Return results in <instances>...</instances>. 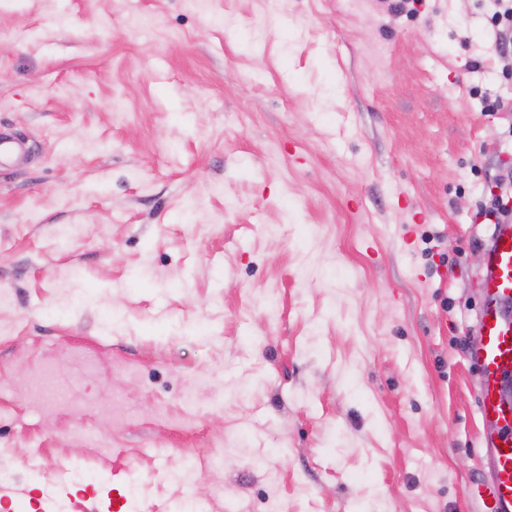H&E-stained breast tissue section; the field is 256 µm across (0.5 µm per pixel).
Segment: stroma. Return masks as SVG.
Here are the masks:
<instances>
[{"instance_id": "1", "label": "stroma", "mask_w": 512, "mask_h": 512, "mask_svg": "<svg viewBox=\"0 0 512 512\" xmlns=\"http://www.w3.org/2000/svg\"><path fill=\"white\" fill-rule=\"evenodd\" d=\"M390 3L0 0V512H478L512 84Z\"/></svg>"}]
</instances>
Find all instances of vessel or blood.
I'll use <instances>...</instances> for the list:
<instances>
[{
    "label": "vessel or blood",
    "mask_w": 512,
    "mask_h": 512,
    "mask_svg": "<svg viewBox=\"0 0 512 512\" xmlns=\"http://www.w3.org/2000/svg\"><path fill=\"white\" fill-rule=\"evenodd\" d=\"M484 304L476 320L477 345L469 359L480 373L479 412L495 429L485 448L489 477L479 484L482 512H512V410L500 392L512 382V224L495 225L481 276Z\"/></svg>",
    "instance_id": "vessel-or-blood-1"
}]
</instances>
